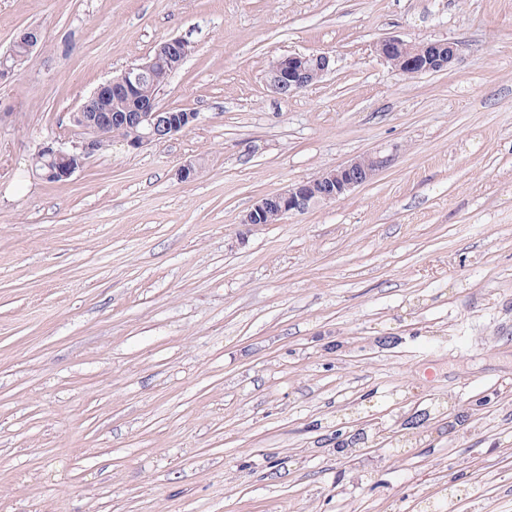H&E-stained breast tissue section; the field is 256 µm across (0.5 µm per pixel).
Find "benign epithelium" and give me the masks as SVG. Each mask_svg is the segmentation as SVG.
<instances>
[{
	"label": "benign epithelium",
	"mask_w": 512,
	"mask_h": 512,
	"mask_svg": "<svg viewBox=\"0 0 512 512\" xmlns=\"http://www.w3.org/2000/svg\"><path fill=\"white\" fill-rule=\"evenodd\" d=\"M42 43V31L34 26L19 31L14 40V44L21 46L27 54ZM183 43L181 38L163 40L156 45L152 60L129 66L100 84L73 113L72 119L79 122L82 136L69 145L54 140L39 148L38 154L47 159L46 178L55 182L67 180L87 158L103 148L108 138L120 137L127 146L139 149L167 140L184 131L188 124L195 125L199 113L173 112L158 107L153 100L145 103L137 96L146 79L158 76L157 64L176 58ZM375 52L385 63L397 65L400 73L416 76L449 68L457 58L458 44L452 41L412 43L389 36L376 44ZM331 70L332 59L324 53L291 54L272 63L267 83L274 93L288 97L307 87L310 77H323ZM114 90L123 92L126 97L121 113L99 106L100 98L112 95ZM390 162L389 157L376 152L356 156L323 170L310 180L294 183L281 192L260 198L243 216L241 223L262 224L272 213L284 219L302 213L314 204L335 201L370 182Z\"/></svg>",
	"instance_id": "obj_1"
}]
</instances>
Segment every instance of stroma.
<instances>
[{
  "instance_id": "35a3bbf8",
  "label": "stroma",
  "mask_w": 512,
  "mask_h": 512,
  "mask_svg": "<svg viewBox=\"0 0 512 512\" xmlns=\"http://www.w3.org/2000/svg\"><path fill=\"white\" fill-rule=\"evenodd\" d=\"M31 25L0 82V512H512V0H0V55ZM388 36L459 55L406 76ZM174 37L157 104L196 125L37 175ZM293 53L333 69L282 97ZM372 151L369 183L242 224Z\"/></svg>"
}]
</instances>
